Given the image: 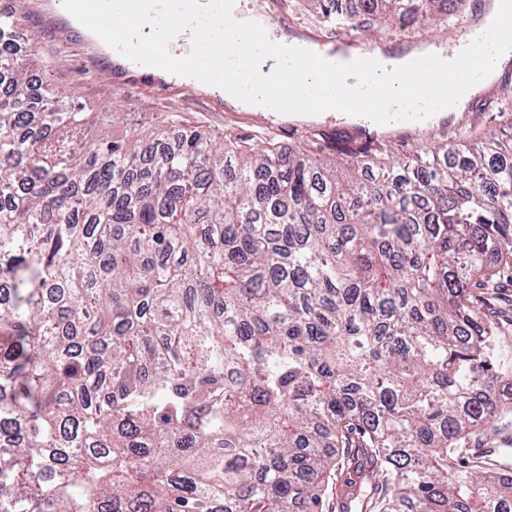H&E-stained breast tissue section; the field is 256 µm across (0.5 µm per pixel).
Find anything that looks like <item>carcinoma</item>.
<instances>
[{
  "instance_id": "carcinoma-1",
  "label": "carcinoma",
  "mask_w": 512,
  "mask_h": 512,
  "mask_svg": "<svg viewBox=\"0 0 512 512\" xmlns=\"http://www.w3.org/2000/svg\"><path fill=\"white\" fill-rule=\"evenodd\" d=\"M412 0H359L387 22ZM0 20V512H512V132L401 162L155 128L149 158L30 85ZM485 303H479L481 313L495 322L502 338L512 344V282L503 279L494 288L492 295L485 296Z\"/></svg>"
}]
</instances>
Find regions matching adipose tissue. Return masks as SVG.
Wrapping results in <instances>:
<instances>
[{"label": "adipose tissue", "instance_id": "adipose-tissue-1", "mask_svg": "<svg viewBox=\"0 0 512 512\" xmlns=\"http://www.w3.org/2000/svg\"><path fill=\"white\" fill-rule=\"evenodd\" d=\"M230 19L225 46L224 79L234 82L237 91L232 105L262 112L272 99L290 101L293 119H319L333 113L353 115L388 113L397 119L420 110L440 117L457 111L455 102H440L433 88L415 80L414 65L406 59L374 55L367 71L349 62H336L327 47L281 37L280 58L275 66L264 65L267 31L251 17L240 14L239 0H226ZM502 11H494L484 26V36L472 50L473 67L481 81H489L502 66L495 53L508 29Z\"/></svg>", "mask_w": 512, "mask_h": 512}]
</instances>
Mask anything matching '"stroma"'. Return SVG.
Masks as SVG:
<instances>
[{
    "label": "stroma",
    "instance_id": "obj_1",
    "mask_svg": "<svg viewBox=\"0 0 512 512\" xmlns=\"http://www.w3.org/2000/svg\"><path fill=\"white\" fill-rule=\"evenodd\" d=\"M28 10L22 15L24 29L19 35L18 55L37 50L39 58L52 62L50 71L33 70L34 82L71 90L76 105L84 112L116 113V131L132 135L150 130L165 120L199 127L217 136L258 140L274 138L283 150H295L304 130L333 132L345 129L346 123L330 115L317 121L268 125L262 113L236 111L218 103L188 84L169 86L155 93L140 86L118 87L110 67L104 66V50L75 24L63 23L54 0H26ZM359 36L374 38L391 45L401 39L422 43H445L454 39L455 27L429 24L405 17L390 23L387 30L359 29ZM481 313L495 322L505 341L512 342V280L503 279L480 306Z\"/></svg>",
    "mask_w": 512,
    "mask_h": 512
}]
</instances>
